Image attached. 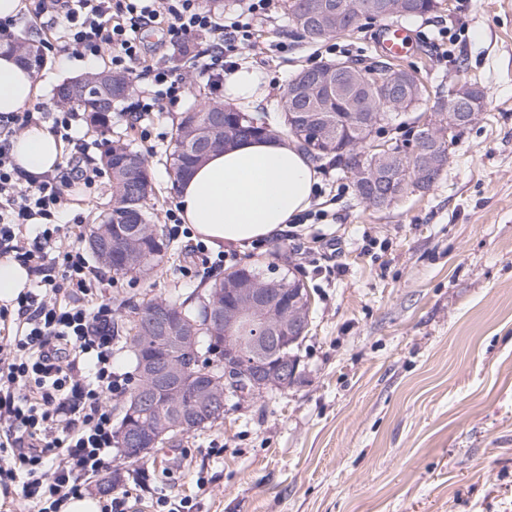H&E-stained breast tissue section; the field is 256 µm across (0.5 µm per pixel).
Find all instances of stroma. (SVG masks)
Returning <instances> with one entry per match:
<instances>
[{"label": "stroma", "mask_w": 512, "mask_h": 512, "mask_svg": "<svg viewBox=\"0 0 512 512\" xmlns=\"http://www.w3.org/2000/svg\"><path fill=\"white\" fill-rule=\"evenodd\" d=\"M25 2L0 44L50 43L35 101L50 116L62 109L57 87L110 68L111 54L73 56L63 47V22L42 0ZM399 23L412 39L399 62L426 86L420 112L465 80L485 94L482 118L463 131L429 191L383 210L357 197L342 165L323 156L308 216L264 248L226 260L229 268L272 266L305 284L312 309L295 350L300 375L256 399L227 396L223 420L136 463L113 450L108 468L121 474L126 512H163L164 495L190 499L192 512H512V0H449ZM381 31L368 23L313 44L286 12L258 23L256 49L237 57L267 81L251 116L274 115L301 69L378 54ZM144 43L147 63L177 68L185 95L138 121L133 113L149 81L135 80L106 130L77 116L62 157L94 168L106 141L128 140L148 160L147 207L161 224L178 206L175 127L182 113L225 101L226 92L199 77L192 60L163 56L153 33ZM78 138L90 143L81 155ZM112 193L106 173L93 187L66 188L59 221L78 246L110 209ZM196 243L177 239L167 271L148 281L99 267L98 294L111 300L118 328L144 299L180 301L199 291L205 269ZM187 266L192 276H184Z\"/></svg>", "instance_id": "obj_1"}]
</instances>
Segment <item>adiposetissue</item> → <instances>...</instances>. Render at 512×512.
Here are the masks:
<instances>
[{
    "mask_svg": "<svg viewBox=\"0 0 512 512\" xmlns=\"http://www.w3.org/2000/svg\"><path fill=\"white\" fill-rule=\"evenodd\" d=\"M264 75L241 67L224 84L229 101L261 99ZM39 94L33 72L16 52L0 49V113L17 112ZM14 163L30 174L54 171L62 144L42 124L26 127L13 143ZM318 182L313 164L283 136L244 139L206 155L180 182L179 212L195 236L217 245L245 247L296 221Z\"/></svg>",
    "mask_w": 512,
    "mask_h": 512,
    "instance_id": "obj_1",
    "label": "adipose tissue"
}]
</instances>
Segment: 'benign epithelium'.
<instances>
[{"instance_id": "1", "label": "benign epithelium", "mask_w": 512, "mask_h": 512, "mask_svg": "<svg viewBox=\"0 0 512 512\" xmlns=\"http://www.w3.org/2000/svg\"><path fill=\"white\" fill-rule=\"evenodd\" d=\"M361 19L368 16L375 22L398 17L415 16L414 0H336L331 10L324 0H313L304 18L303 34L318 36L331 22L341 23L347 16ZM350 72L345 61L323 63L300 72L292 81L288 99L292 100L314 84L332 93L340 90L342 80ZM367 84L373 94L356 91L349 93L351 105L349 120L366 130H375L387 119L389 112H408L422 103L424 89L417 73L406 68L388 66L367 75ZM481 90L461 82L448 86L443 98L445 109L432 113L421 125L415 142L407 148L397 149L389 144L375 147L377 154L369 166L352 162L346 167L350 179L359 182L365 191V201L376 209H384L402 195L396 178L406 176L408 189L424 191L437 181L434 150L447 145L450 131L475 123L481 117L477 107ZM298 109L288 104V124L298 121L293 135L311 147L326 141L329 129L295 117ZM183 146L195 148L204 155L211 148L212 137L198 130L193 123ZM145 229L139 224L128 236L107 234L93 238V244L109 262L111 252L118 250L133 257L137 253L138 238ZM225 293L233 302L227 305L214 300L207 320L200 324L189 318L173 322L169 319L167 304L156 301L146 316L137 319L140 347H155L175 343V350L157 358L140 359L142 386L139 397L124 408L127 421H132L148 406H160L168 416L157 425L125 426L127 459H140L149 449L156 447L161 438L171 432L185 434L195 428L197 420L215 416L222 411L225 392L234 390L249 397L261 396L271 389L285 390L297 374L298 362L288 348L300 341L306 332L307 305L302 295L287 296L276 280L253 278L240 282L231 280ZM224 337V378L200 365L198 346L201 334ZM193 388L190 399H185L186 385Z\"/></svg>"}]
</instances>
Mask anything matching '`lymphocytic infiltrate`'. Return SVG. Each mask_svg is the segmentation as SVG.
Masks as SVG:
<instances>
[{"label": "lymphocytic infiltrate", "instance_id": "obj_1", "mask_svg": "<svg viewBox=\"0 0 512 512\" xmlns=\"http://www.w3.org/2000/svg\"><path fill=\"white\" fill-rule=\"evenodd\" d=\"M47 2V12L63 13L67 21L72 55L110 50L113 71L129 76L141 64L146 26L166 32L176 51L209 37L196 62L215 87L232 68V54L252 45L254 24L277 12V0H245L224 23L199 0ZM149 74L140 111L163 110L186 91L166 64L156 63ZM33 118L30 111L0 113V257L19 260L35 279L15 310L0 308V326H16L15 334L0 338V485L18 486L24 501L43 500L49 512H61L111 458L117 444L111 401L128 391L131 375L112 368L119 344L111 302L71 298L75 291L92 295L97 274L81 249L59 245L65 187L75 179L93 186L98 172L75 165L61 175L34 176L16 166L14 126Z\"/></svg>", "mask_w": 512, "mask_h": 512}]
</instances>
